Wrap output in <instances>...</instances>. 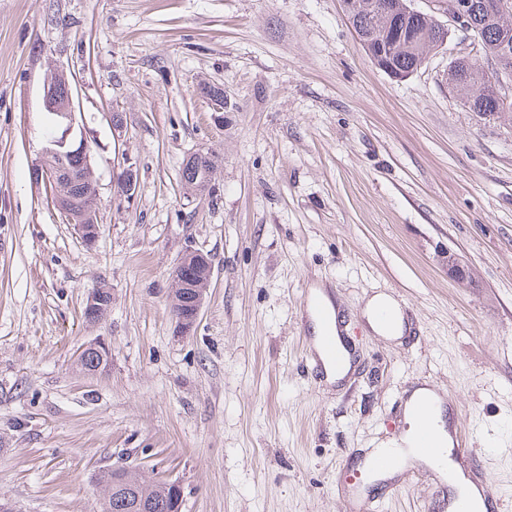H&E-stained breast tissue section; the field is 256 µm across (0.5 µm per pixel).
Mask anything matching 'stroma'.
Returning <instances> with one entry per match:
<instances>
[{"label": "stroma", "mask_w": 512, "mask_h": 512, "mask_svg": "<svg viewBox=\"0 0 512 512\" xmlns=\"http://www.w3.org/2000/svg\"><path fill=\"white\" fill-rule=\"evenodd\" d=\"M473 44L452 30L398 81L341 0H0V500L101 512L97 479L123 462L178 482L182 512H349L355 479L367 512H432L416 464L388 492L360 466L401 439L426 385L455 400L512 512V113L472 112L449 87ZM53 71L75 81L91 148V242L33 177ZM201 150L220 161L204 192L180 178ZM130 162L137 189L120 202ZM189 250L212 277L184 333L171 274ZM101 286L112 305L86 321ZM317 286L353 356L336 384L311 365L302 300ZM378 295L403 335L372 328ZM96 341L109 362L83 373ZM387 313L382 318L381 314ZM366 314L373 327L385 336H400L403 333V316L397 304L385 296L373 298L366 309Z\"/></svg>", "instance_id": "35a3bbf8"}]
</instances>
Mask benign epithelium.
<instances>
[{
	"instance_id": "7a95c632",
	"label": "benign epithelium",
	"mask_w": 512,
	"mask_h": 512,
	"mask_svg": "<svg viewBox=\"0 0 512 512\" xmlns=\"http://www.w3.org/2000/svg\"><path fill=\"white\" fill-rule=\"evenodd\" d=\"M442 12L457 28L471 30L469 0H443ZM368 57L381 70L395 79H405L414 74L395 69L390 54L383 47H372L363 35H358ZM496 79L491 95L500 98L512 94V55L506 53L495 60ZM43 106L50 115L51 125L60 130L43 150V157L34 169L35 179L55 191L53 203L68 223L76 226L81 236L92 241L97 234L95 203L84 204L71 196L69 189L77 180L90 185L91 195L96 188L90 177V147L83 138L74 136L75 105L73 82L64 73H53L44 85ZM136 173L133 167L124 168L115 182L116 197L131 200L135 192ZM212 273L210 257L200 251L189 250L175 267L173 285L183 293L184 305L174 312L177 327L187 332L195 324Z\"/></svg>"
}]
</instances>
